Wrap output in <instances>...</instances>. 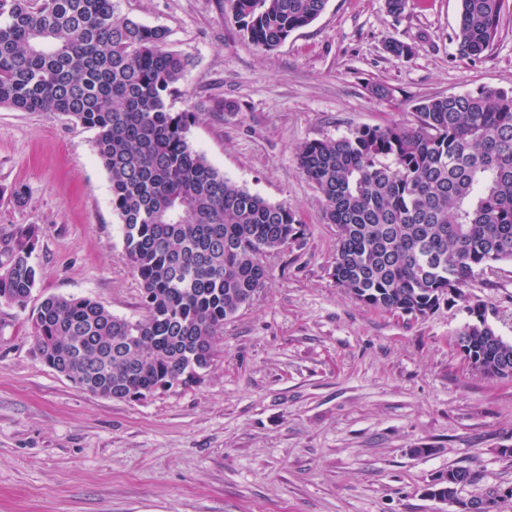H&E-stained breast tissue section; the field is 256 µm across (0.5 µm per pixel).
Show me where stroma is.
<instances>
[{"mask_svg": "<svg viewBox=\"0 0 512 512\" xmlns=\"http://www.w3.org/2000/svg\"><path fill=\"white\" fill-rule=\"evenodd\" d=\"M169 31L190 61L173 111L196 112L191 147L305 231L267 258L252 303L224 324L196 383L137 400L76 388L35 349L32 311L47 297L91 298L143 317L139 280L112 211L94 133L57 112L0 108V233L46 229L27 309L0 303V512H459L426 496L433 478L478 475L459 501L498 495L512 512V378L471 372L455 339L457 299L424 317L378 312L332 277L336 227L296 152L362 126L415 123L435 95L512 91V0L477 60L453 42L459 0H328L275 50L253 45L227 0H119ZM411 44L410 58L385 50ZM381 84L389 97L373 96ZM467 294L512 341V262L476 273Z\"/></svg>", "mask_w": 512, "mask_h": 512, "instance_id": "stroma-1", "label": "stroma"}]
</instances>
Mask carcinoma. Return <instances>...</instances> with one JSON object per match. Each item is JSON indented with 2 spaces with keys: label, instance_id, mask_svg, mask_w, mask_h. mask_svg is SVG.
Masks as SVG:
<instances>
[{
  "label": "carcinoma",
  "instance_id": "1",
  "mask_svg": "<svg viewBox=\"0 0 512 512\" xmlns=\"http://www.w3.org/2000/svg\"><path fill=\"white\" fill-rule=\"evenodd\" d=\"M327 0H229L235 22L271 51L313 22ZM458 54L494 43L505 0H459ZM169 31L121 13L114 0H0V107L60 112L94 131L112 210L141 286L142 319L86 297L52 296L32 316L43 361L75 387L126 400L131 387L198 378L214 337L268 277L265 258L303 234L295 211L230 181L189 145L195 114L173 112L190 61ZM386 51L412 55L391 37ZM416 124L356 128L313 140L297 165L336 225L332 276L374 310L425 317L455 295L472 322L462 357L487 378L512 377V342L463 292L476 272L512 261V91L483 87L415 106ZM45 232L16 224L0 235V301L27 307ZM467 469L434 478L432 497L456 500Z\"/></svg>",
  "mask_w": 512,
  "mask_h": 512
}]
</instances>
